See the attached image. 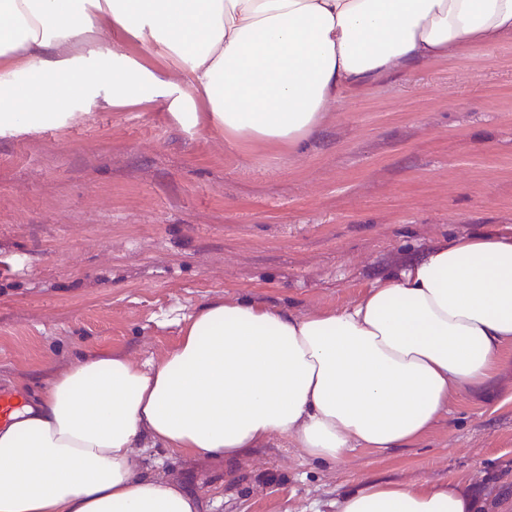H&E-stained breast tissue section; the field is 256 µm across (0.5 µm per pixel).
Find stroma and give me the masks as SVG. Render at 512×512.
Listing matches in <instances>:
<instances>
[{"label": "stroma", "instance_id": "1", "mask_svg": "<svg viewBox=\"0 0 512 512\" xmlns=\"http://www.w3.org/2000/svg\"><path fill=\"white\" fill-rule=\"evenodd\" d=\"M0 135V395L93 352L160 359L221 297L338 308L433 243L512 233V36L342 93L297 150L237 146L155 103ZM206 512H333L366 478L445 483L512 512V348L430 433L341 463L284 439L235 463L141 455Z\"/></svg>", "mask_w": 512, "mask_h": 512}]
</instances>
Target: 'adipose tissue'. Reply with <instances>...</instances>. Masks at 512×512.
<instances>
[{"label": "adipose tissue", "instance_id": "obj_1", "mask_svg": "<svg viewBox=\"0 0 512 512\" xmlns=\"http://www.w3.org/2000/svg\"><path fill=\"white\" fill-rule=\"evenodd\" d=\"M0 17V132L60 120L65 86L87 112L161 100L184 126L285 148L343 91L512 35V0H0ZM180 336L158 360L83 356L0 424V512H200L195 493L142 468L148 448L234 463L282 438L336 464L409 445L512 347V234L435 246L338 309L215 299ZM478 508L453 482L371 479L336 501Z\"/></svg>", "mask_w": 512, "mask_h": 512}]
</instances>
